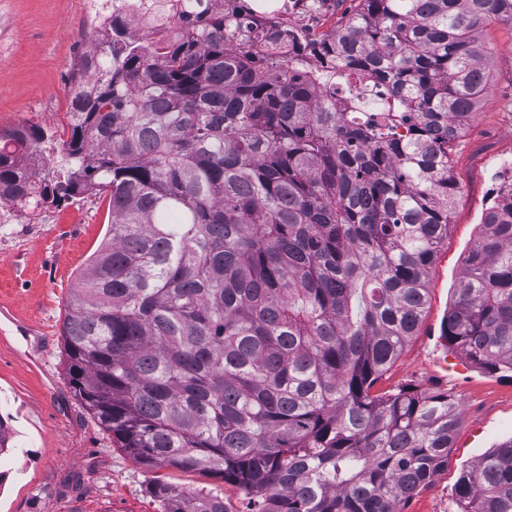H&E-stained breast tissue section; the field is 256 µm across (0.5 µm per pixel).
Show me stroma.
<instances>
[{"instance_id": "stroma-1", "label": "stroma", "mask_w": 512, "mask_h": 512, "mask_svg": "<svg viewBox=\"0 0 512 512\" xmlns=\"http://www.w3.org/2000/svg\"><path fill=\"white\" fill-rule=\"evenodd\" d=\"M0 129L38 125L53 136L35 161L45 176L70 133L65 86L83 53L103 38L82 0H0ZM487 88L454 147L458 186L448 238L429 277L430 299L415 336L377 383L446 392L461 408L448 466L398 505L399 512H453L461 472L512 438V379L472 366L451 350L442 325L463 260L481 231L504 164L512 162V24L487 21L477 33ZM109 227L106 198L88 195L44 209L36 221L0 223V419L11 440L0 454V512H161L159 481L222 492L226 512H243L234 487L196 471L149 469L101 427L69 382L62 327L71 290Z\"/></svg>"}]
</instances>
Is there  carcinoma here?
I'll use <instances>...</instances> for the list:
<instances>
[{"label":"carcinoma","mask_w":512,"mask_h":512,"mask_svg":"<svg viewBox=\"0 0 512 512\" xmlns=\"http://www.w3.org/2000/svg\"><path fill=\"white\" fill-rule=\"evenodd\" d=\"M182 2L143 38L110 19L47 176L29 172L46 130L0 129L1 203L30 221L86 194L112 208L64 321L71 383L141 465L218 476L245 512H398L448 467L461 412L446 392L374 388L448 237L453 145L488 79L475 32L512 21V0H354L286 52L244 0L236 17ZM353 79L390 108L338 111ZM481 226L443 336L512 373V185ZM150 491L162 512H226ZM455 503L512 512V438L461 473Z\"/></svg>","instance_id":"cac0c4a2"}]
</instances>
